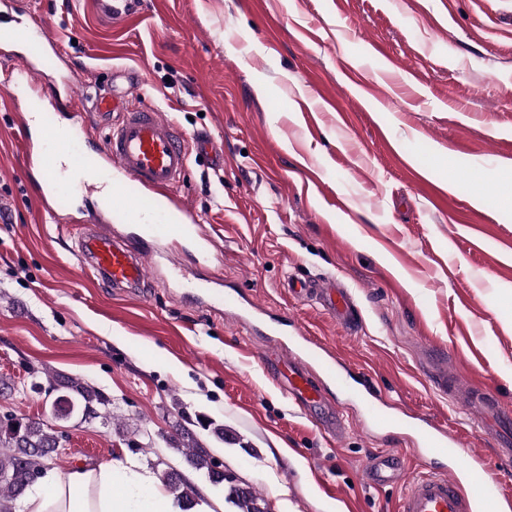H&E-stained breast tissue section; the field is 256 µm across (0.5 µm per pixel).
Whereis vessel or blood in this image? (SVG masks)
Returning a JSON list of instances; mask_svg holds the SVG:
<instances>
[{
	"label": "vessel or blood",
	"mask_w": 512,
	"mask_h": 512,
	"mask_svg": "<svg viewBox=\"0 0 512 512\" xmlns=\"http://www.w3.org/2000/svg\"><path fill=\"white\" fill-rule=\"evenodd\" d=\"M97 14L118 27L137 17L139 0H93ZM0 57L20 63L33 82L47 76L46 59H60L57 42L45 33L22 35L10 10L0 9ZM57 108L74 111L76 104L90 105L99 117L108 119L107 132L96 157H70V182H62L55 162H48V185L40 197L44 211H52L54 198L61 190L89 191L111 186L120 195L125 183L137 185L141 196L129 199L122 212L127 221L123 239H116L107 220L87 226L78 241L77 256L85 274L121 289L141 288L160 263L159 243L169 240L180 245L184 254L207 260L212 242L200 229L189 206L170 191L188 169L189 154L178 129L157 110L118 100L112 88H88L77 94L76 82L68 72H60L54 86ZM122 110L119 123H111L115 110ZM172 277L188 295L213 310L232 311L248 334L267 337L264 353L273 362V372L289 400L302 409L320 414V423L330 435L340 436L345 424L337 409L327 402L345 394L359 401L368 416L385 425L399 426L392 405L368 382L363 372L353 369L329 349L311 341L287 320L269 324L263 308L253 297L238 291H217L211 282L184 278L179 265H172ZM290 293L315 301L337 324H347L352 308L349 294L334 284L302 282L289 284ZM434 384L448 390L454 403L476 411L494 430L502 432L492 455L481 449L471 452L473 463L462 471L443 468L428 475L407 476L396 455L374 457L367 468L371 483H405L407 490L400 512H512V488L498 479L500 469L512 465V417L503 413L493 389L486 384L449 372L435 375ZM419 452L456 460L460 450L446 428L427 419L419 421Z\"/></svg>",
	"instance_id": "b4317fda"
}]
</instances>
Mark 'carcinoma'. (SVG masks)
Here are the masks:
<instances>
[{"mask_svg":"<svg viewBox=\"0 0 512 512\" xmlns=\"http://www.w3.org/2000/svg\"><path fill=\"white\" fill-rule=\"evenodd\" d=\"M39 392L57 393L51 402V411L62 419L78 418L82 421L101 417L100 408L108 402L107 396L99 389L73 381L67 385L53 379L42 384L31 382ZM59 448V432L42 420L11 415L0 421V512H13L12 503L22 497L31 486L30 477L44 473L46 464L51 462ZM195 471L203 473L215 485L224 483V473L214 468V461L196 441L183 447H174ZM163 483L189 512L194 503L193 487L176 470L163 475ZM227 500L238 512H267L265 500L254 491L230 490Z\"/></svg>","mask_w":512,"mask_h":512,"instance_id":"carcinoma-1","label":"carcinoma"}]
</instances>
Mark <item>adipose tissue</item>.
Listing matches in <instances>:
<instances>
[{
    "label": "adipose tissue",
    "mask_w": 512,
    "mask_h": 512,
    "mask_svg": "<svg viewBox=\"0 0 512 512\" xmlns=\"http://www.w3.org/2000/svg\"><path fill=\"white\" fill-rule=\"evenodd\" d=\"M16 512H180L160 481L134 461L48 470L27 490Z\"/></svg>",
    "instance_id": "obj_1"
}]
</instances>
